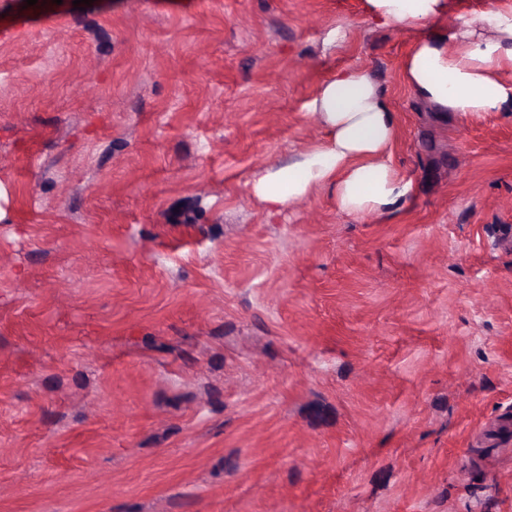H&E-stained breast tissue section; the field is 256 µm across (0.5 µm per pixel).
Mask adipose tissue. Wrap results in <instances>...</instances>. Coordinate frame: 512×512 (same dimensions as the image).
<instances>
[{"instance_id": "obj_1", "label": "adipose tissue", "mask_w": 512, "mask_h": 512, "mask_svg": "<svg viewBox=\"0 0 512 512\" xmlns=\"http://www.w3.org/2000/svg\"><path fill=\"white\" fill-rule=\"evenodd\" d=\"M374 25L410 35L401 78L414 97L440 112H512V8H494L474 23H447L448 0H363ZM322 140L285 166L257 165L249 186L268 213L324 188L350 216L399 211L411 190L391 164L398 125L382 89L361 67L340 69L309 104Z\"/></svg>"}]
</instances>
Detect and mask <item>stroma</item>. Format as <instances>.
Returning a JSON list of instances; mask_svg holds the SVG:
<instances>
[{
	"mask_svg": "<svg viewBox=\"0 0 512 512\" xmlns=\"http://www.w3.org/2000/svg\"><path fill=\"white\" fill-rule=\"evenodd\" d=\"M410 45L363 0H0V512H512V112L419 102ZM350 66L407 202L268 215Z\"/></svg>",
	"mask_w": 512,
	"mask_h": 512,
	"instance_id": "stroma-1",
	"label": "stroma"
}]
</instances>
